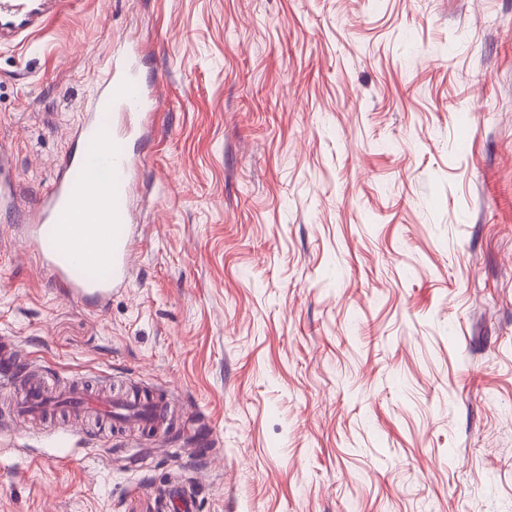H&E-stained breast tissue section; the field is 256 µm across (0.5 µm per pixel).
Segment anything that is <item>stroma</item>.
Returning <instances> with one entry per match:
<instances>
[{"instance_id": "obj_1", "label": "stroma", "mask_w": 512, "mask_h": 512, "mask_svg": "<svg viewBox=\"0 0 512 512\" xmlns=\"http://www.w3.org/2000/svg\"><path fill=\"white\" fill-rule=\"evenodd\" d=\"M160 108L105 308L23 239L117 48ZM0 340L174 421L1 404L0 512H512V0H73L0 42ZM15 161L12 152L0 148V208L8 209L13 195L17 192Z\"/></svg>"}]
</instances>
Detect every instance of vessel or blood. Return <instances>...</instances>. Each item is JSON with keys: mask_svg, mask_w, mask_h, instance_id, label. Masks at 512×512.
Returning <instances> with one entry per match:
<instances>
[{"mask_svg": "<svg viewBox=\"0 0 512 512\" xmlns=\"http://www.w3.org/2000/svg\"><path fill=\"white\" fill-rule=\"evenodd\" d=\"M65 0H51L50 8L33 0H0V21L12 39L28 37L47 23L51 10ZM155 101L132 55L112 56L76 135V148L59 162L47 191L32 205L26 241L38 262L49 271L66 296L99 304L125 287L132 267L134 236L130 229L131 198L136 189L135 157L130 146L136 137L135 117L154 113ZM17 191L12 152L0 148V208L9 207ZM112 234L107 253L92 250L101 228ZM107 263L105 279L87 277V268ZM24 358L10 344L0 345V386L23 378ZM25 397L20 417L33 416L49 402L38 378H24ZM74 414L133 420L148 429L164 426L165 401L160 397L123 401L74 389L64 399Z\"/></svg>", "mask_w": 512, "mask_h": 512, "instance_id": "vessel-or-blood-1", "label": "vessel or blood"}]
</instances>
